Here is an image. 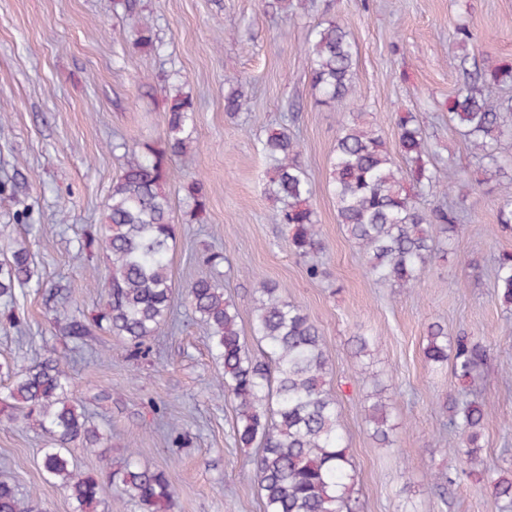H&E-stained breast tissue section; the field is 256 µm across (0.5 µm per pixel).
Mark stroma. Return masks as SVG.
<instances>
[{"mask_svg":"<svg viewBox=\"0 0 512 512\" xmlns=\"http://www.w3.org/2000/svg\"><path fill=\"white\" fill-rule=\"evenodd\" d=\"M320 10L295 18L261 0H137L155 34L148 49L135 42L124 0H0V249L26 240L39 285L18 289L0 313L14 310L19 326L0 316V362L23 367L50 354L71 360L78 396L87 399L102 434L97 448H76L79 470L111 467L126 449L141 464L165 469L176 489L172 512H262L251 465L254 449L238 447L234 409L219 394V373L206 330L182 296L206 273L203 254L224 252L233 269L228 295L251 333V297L258 280L275 282L318 325L331 361L343 434L357 476L359 512H492L478 475L437 484L447 474L458 437L443 405L462 387L449 367L429 366L423 346L429 324L449 335L469 334L489 350L474 390L493 405L482 429L480 457L488 471L512 470V314L501 306L491 274L494 255L512 250L497 223V200L477 160L449 123L445 104L462 81L455 26L466 24L475 52L512 62V0H319ZM325 17L343 24L357 47L360 102L387 142L396 146L397 113H415L447 170L468 171L458 207L462 228L423 271L416 288L372 280L363 258L336 219L328 189L329 158L349 107L316 104L303 47ZM248 83L250 101L237 117L224 112V80ZM182 87L196 104L195 143L170 172L177 226L170 273L172 324L132 357L121 338L96 332L81 342L63 336L55 307L90 316L104 302L86 285L88 263L76 254L99 230L123 163L120 142L161 137L166 98ZM285 126L301 145L315 194L325 249L324 274L310 279L277 220L259 141ZM203 179L209 195L198 224L184 221L180 190ZM374 339L356 358L352 339ZM112 393L97 404L100 390ZM389 405L395 447H382L363 419L372 394ZM165 409L164 416L154 406ZM186 437L182 447L167 428ZM45 436L22 422L0 420V480L35 492L39 512H71L67 491L46 479L37 459Z\"/></svg>","mask_w":512,"mask_h":512,"instance_id":"35a3bbf8","label":"stroma"}]
</instances>
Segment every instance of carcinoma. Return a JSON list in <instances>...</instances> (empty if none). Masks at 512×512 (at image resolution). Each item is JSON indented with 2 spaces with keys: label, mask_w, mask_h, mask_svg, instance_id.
<instances>
[{
  "label": "carcinoma",
  "mask_w": 512,
  "mask_h": 512,
  "mask_svg": "<svg viewBox=\"0 0 512 512\" xmlns=\"http://www.w3.org/2000/svg\"><path fill=\"white\" fill-rule=\"evenodd\" d=\"M317 0H275L281 10L311 12ZM125 3L136 42L153 46L151 27ZM303 51L309 62L310 86L316 102L340 107L357 100V48L335 19L317 24ZM463 82L448 99V121L465 137L485 171L492 175L512 162V98L494 99L491 86L512 89V63L492 62L465 54L460 58ZM224 112L236 116L246 104L242 81L225 79ZM167 127L156 142L134 146L115 144L124 150L125 163L112 185L105 219L78 251L96 249L106 254L105 272L89 269L88 285L106 293V303L90 318L81 319L62 310V332L82 341L92 329L105 330L125 340L132 355L165 324L174 305L170 277V252L176 238L172 224L171 164L188 152L193 137V99L181 90L167 97ZM397 152L407 164L401 168L386 141L364 118L350 113L341 126L329 159L328 187L336 205V217L347 238L362 252L369 276L397 288H412L439 251L436 230L453 240L460 228L454 205L425 212L416 198L425 194L448 196L466 183L457 174L447 183L434 163L436 152L413 112L398 116ZM270 194L280 203L279 223L288 235L292 253L306 265L312 279L321 275L317 257L323 243L313 207L314 187L308 177L300 144L288 128L281 127L262 141ZM189 209L186 223L201 219L208 193L200 179L181 187ZM497 223L512 230V179L501 186ZM208 273L192 281L186 302L195 320L206 330L209 349L222 367L217 383L234 406L235 442L255 448L252 464L258 481L263 512H353L356 474L340 430L336 395L331 388L330 359L318 326L304 310L284 299L278 286L257 283L253 296L252 330L261 348L255 357L241 339L240 312L224 294L227 259L220 251L202 256ZM34 277L32 254L24 240H15L0 259V298L13 299L15 290ZM498 295L505 310L512 311V251L495 262ZM431 366L450 364L462 383L474 380L485 364L486 347L466 334L448 337V329L431 324L424 347ZM10 384L0 393V415L16 417L41 431L48 444L41 449V471L68 492L73 512H96L104 484L118 489L122 498L140 512H171L175 492L165 471L141 465L136 452L126 455L111 470L86 475L73 462V447H95L101 437L89 420L82 401L74 396L73 378L66 359L50 355L20 370L0 363V378ZM489 406L463 394L452 400L450 426L458 433L459 446L452 455L473 463ZM364 419L383 445H393L382 397L368 404ZM494 512H512V471L484 473ZM0 512H30L29 501L7 481H0Z\"/></svg>",
  "instance_id": "1"
}]
</instances>
